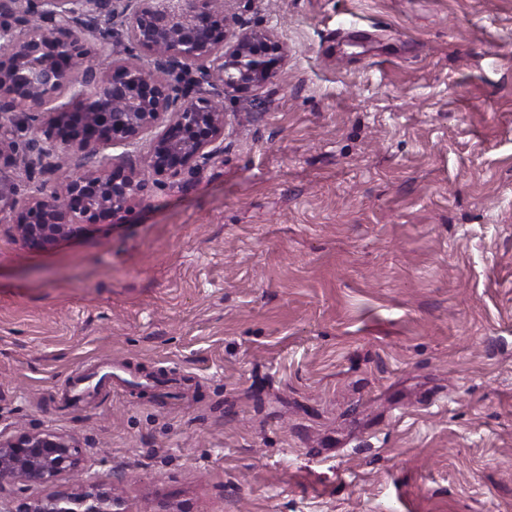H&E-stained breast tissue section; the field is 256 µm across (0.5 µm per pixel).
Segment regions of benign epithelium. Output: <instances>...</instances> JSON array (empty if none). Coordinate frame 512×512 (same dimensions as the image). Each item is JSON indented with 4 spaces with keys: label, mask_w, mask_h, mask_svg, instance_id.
<instances>
[{
    "label": "benign epithelium",
    "mask_w": 512,
    "mask_h": 512,
    "mask_svg": "<svg viewBox=\"0 0 512 512\" xmlns=\"http://www.w3.org/2000/svg\"><path fill=\"white\" fill-rule=\"evenodd\" d=\"M219 0H138L123 28L125 56H113L114 0H0V161H23L2 129L26 123L56 149L98 152L100 146L133 145L156 132L140 169L108 161L62 184L65 204L39 191L10 200L13 187L0 178V221L14 226L30 250L78 234L107 218L117 224L144 195L155 175L177 179L214 158L224 142V94L264 86L283 54L269 31L227 33ZM112 63L84 76L77 63L91 53ZM143 56L157 60L145 70ZM208 84L205 90L202 84ZM67 98L78 104L54 107ZM79 442L51 430H0V480L24 487L52 486L77 472ZM0 512H129L125 501L95 473L80 475L69 492L50 491L18 504L0 500Z\"/></svg>",
    "instance_id": "obj_1"
}]
</instances>
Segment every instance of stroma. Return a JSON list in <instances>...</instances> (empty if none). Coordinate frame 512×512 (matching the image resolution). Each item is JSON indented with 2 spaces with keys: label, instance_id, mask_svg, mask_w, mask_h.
Masks as SVG:
<instances>
[{
  "label": "stroma",
  "instance_id": "35a3bbf8",
  "mask_svg": "<svg viewBox=\"0 0 512 512\" xmlns=\"http://www.w3.org/2000/svg\"><path fill=\"white\" fill-rule=\"evenodd\" d=\"M229 14L285 55L218 157L40 251L0 223V430L129 512H512V0Z\"/></svg>",
  "mask_w": 512,
  "mask_h": 512
}]
</instances>
